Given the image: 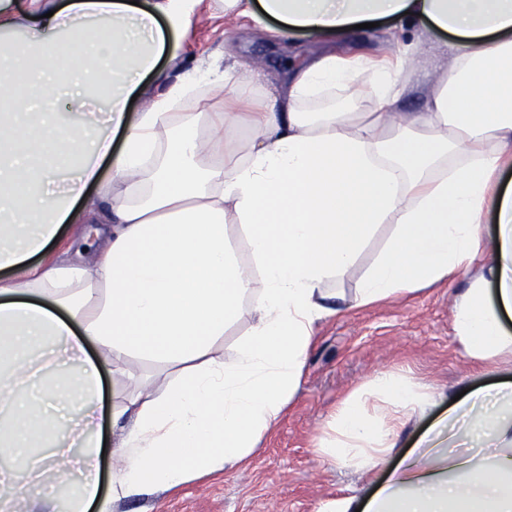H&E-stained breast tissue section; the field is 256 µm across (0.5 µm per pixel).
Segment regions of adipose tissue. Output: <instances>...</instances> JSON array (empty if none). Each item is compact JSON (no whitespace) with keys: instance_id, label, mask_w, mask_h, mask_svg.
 Masks as SVG:
<instances>
[{"instance_id":"obj_1","label":"adipose tissue","mask_w":512,"mask_h":512,"mask_svg":"<svg viewBox=\"0 0 512 512\" xmlns=\"http://www.w3.org/2000/svg\"><path fill=\"white\" fill-rule=\"evenodd\" d=\"M194 6L0 0V512L29 501L50 468L73 473L49 512H112L239 465L297 393L318 323L339 311L336 281L386 224L354 304L444 281L490 245L454 299L453 330L468 357L512 358V186L500 184L512 168V0H224L227 16L323 45L273 83L272 111L254 113L240 145L226 116L169 109L200 84L223 92L232 62L193 65L128 109ZM387 18L451 36L416 120L401 110L414 91L403 63L346 50L354 25ZM69 224L95 225L100 255H54ZM244 317L235 356L216 354ZM87 341L102 356L84 358ZM134 356L180 373L128 398L103 496L99 373ZM431 405L377 373L332 417L321 453L380 466L393 423ZM324 512H512V381L449 405L366 504Z\"/></svg>"}]
</instances>
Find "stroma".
I'll return each mask as SVG.
<instances>
[{
	"label": "stroma",
	"instance_id": "35a3bbf8",
	"mask_svg": "<svg viewBox=\"0 0 512 512\" xmlns=\"http://www.w3.org/2000/svg\"><path fill=\"white\" fill-rule=\"evenodd\" d=\"M397 26L394 20L381 23L359 37L358 47L379 61L399 60L402 45L390 35ZM278 28L271 19L260 25L246 17L225 18L219 0H199L186 35L176 45L187 67L224 53L244 67L271 74L303 64L318 50L317 41L303 35L286 40ZM262 99L261 87L243 84L230 96L199 90L180 109L194 114L256 112ZM470 275L464 268L446 283L353 307L321 321L298 392L279 424L246 461L154 496L118 503L116 512H322L325 504L338 498L367 499L398 463L399 453L412 447L458 393L512 377V367L465 357L455 341L451 307ZM379 371L403 375L429 393L434 403L425 415L397 426L399 452L384 465L362 471L339 467L319 454L320 442L336 411ZM135 388L111 368L103 369L99 422L105 491L116 463L112 414L121 410L126 393Z\"/></svg>",
	"mask_w": 512,
	"mask_h": 512
}]
</instances>
